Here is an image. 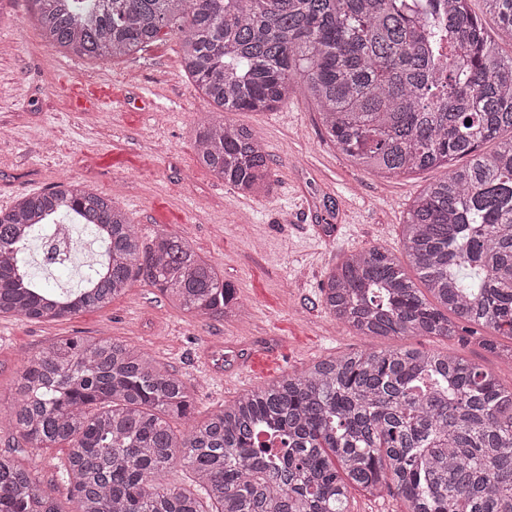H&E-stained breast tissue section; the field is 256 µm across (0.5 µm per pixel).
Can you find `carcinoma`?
<instances>
[{
    "mask_svg": "<svg viewBox=\"0 0 512 512\" xmlns=\"http://www.w3.org/2000/svg\"><path fill=\"white\" fill-rule=\"evenodd\" d=\"M42 39L108 62L177 28L184 71L222 109L198 125L197 160L242 196L270 193V154L233 112H272L300 90L327 139L386 177L441 169L404 220L415 277L387 250L351 252L322 304L365 336H471L512 363V55L470 0H35ZM512 37V0H484ZM497 142L487 153L482 147ZM469 157L464 165L456 159ZM65 217L100 230L90 284L58 291L24 254ZM141 277L176 307L239 321L224 275L190 242L145 241L112 198L59 182L0 210V314L101 309ZM196 391L126 342L76 337L33 353L0 408L29 447L66 446L76 512H349L351 490L395 489L404 512H512V387L467 358L398 345L319 358L204 421ZM187 422L186 433L171 427ZM186 468L192 492L160 477ZM64 512L31 465L0 453V505Z\"/></svg>",
    "mask_w": 512,
    "mask_h": 512,
    "instance_id": "1",
    "label": "carcinoma"
}]
</instances>
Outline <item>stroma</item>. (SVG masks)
<instances>
[{
  "mask_svg": "<svg viewBox=\"0 0 512 512\" xmlns=\"http://www.w3.org/2000/svg\"><path fill=\"white\" fill-rule=\"evenodd\" d=\"M180 56L175 32L107 63L64 55L41 38L32 0L0 8V210L20 195L84 182L125 209L142 236L188 239L249 309L242 322L197 317L138 279L102 309L62 319L2 314L1 404L11 401L28 357L74 337L143 348L199 387L200 421L321 356L386 347L382 337L337 325L320 289L346 253L377 246L403 257L406 211L435 171L386 178L352 165L324 140L314 105L296 91L276 111L234 113L271 154L270 194L239 195L196 160L195 125L220 111L196 91ZM75 231L67 275L38 268L36 245L27 247L28 266L50 287L83 283L91 238L84 225ZM401 343L465 356L512 385V366L477 342L405 336Z\"/></svg>",
  "mask_w": 512,
  "mask_h": 512,
  "instance_id": "1",
  "label": "stroma"
}]
</instances>
